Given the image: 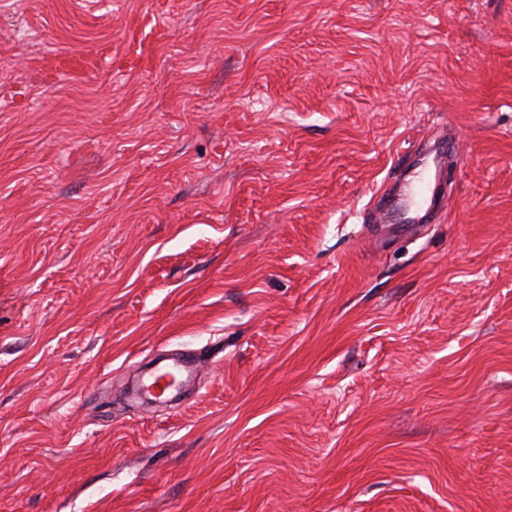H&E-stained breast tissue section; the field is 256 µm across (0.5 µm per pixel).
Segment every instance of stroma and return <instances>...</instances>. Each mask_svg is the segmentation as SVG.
<instances>
[{"mask_svg":"<svg viewBox=\"0 0 512 512\" xmlns=\"http://www.w3.org/2000/svg\"><path fill=\"white\" fill-rule=\"evenodd\" d=\"M0 512H512V0H0ZM430 139H434V147L430 145ZM455 145V135L445 129L424 141L420 151L412 146L408 151L410 170L404 175L398 193L373 210V222L390 223L392 214L407 227L417 226L427 219L440 222L446 212L442 199L436 197L437 184L431 187V175L436 177L447 170L448 156L454 154ZM199 369L196 357L187 360H174L171 364L155 368L149 376L141 380L140 389L146 396L166 402L175 397L182 384L191 380Z\"/></svg>","mask_w":512,"mask_h":512,"instance_id":"obj_1","label":"stroma"}]
</instances>
